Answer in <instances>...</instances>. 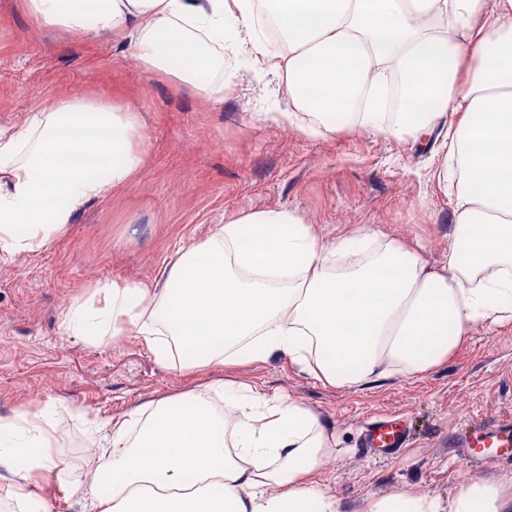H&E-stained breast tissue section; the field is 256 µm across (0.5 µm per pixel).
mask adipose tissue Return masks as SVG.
I'll use <instances>...</instances> for the list:
<instances>
[{
	"instance_id": "obj_1",
	"label": "adipose tissue",
	"mask_w": 512,
	"mask_h": 512,
	"mask_svg": "<svg viewBox=\"0 0 512 512\" xmlns=\"http://www.w3.org/2000/svg\"><path fill=\"white\" fill-rule=\"evenodd\" d=\"M30 15L76 36L112 34L149 70L206 97L226 31L262 51L257 23L282 35L284 81L304 131L356 123L413 139L447 120L457 174L448 262L428 267L396 240L364 233L326 250L285 208L255 210L184 247L161 289L111 282L71 307L67 331L130 334L159 361L192 347L196 366L287 355L319 382L364 386L447 361L470 326L512 323V0H26ZM400 84L397 111L388 91ZM137 112L70 96L0 129V248L33 253L89 201L138 173ZM231 411L207 395L154 400L107 421L112 457L86 495L94 512H339L312 475L331 436L317 413L263 387ZM55 429L24 409L0 421L10 498L77 471L49 453ZM368 512H512V479L477 480L441 500L397 491Z\"/></svg>"
}]
</instances>
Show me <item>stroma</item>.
<instances>
[{
  "instance_id": "obj_1",
  "label": "stroma",
  "mask_w": 512,
  "mask_h": 512,
  "mask_svg": "<svg viewBox=\"0 0 512 512\" xmlns=\"http://www.w3.org/2000/svg\"><path fill=\"white\" fill-rule=\"evenodd\" d=\"M278 50L225 49L224 94L205 98L142 67L134 47L73 37L31 18L25 0H0V128L22 127L46 102L85 96L140 116L139 173L83 207L65 232L30 254L0 250V418L33 407L61 436L55 460L101 462L91 435L149 400L205 392L217 379L256 384L317 412L336 445L316 476L346 512L402 490L453 498L463 487L455 439L465 426L512 418V324L473 325L429 372L364 387L313 379L287 356L241 366L182 369L157 363L131 336L90 343L65 331L68 309L110 281L160 284L182 246L208 240L242 213L285 207L324 246L364 228L421 247L428 266L448 261L455 179L443 180V129L428 145L358 125L319 135L286 118ZM207 136L216 149L204 150ZM398 416L411 444L381 458L363 446L369 424Z\"/></svg>"
}]
</instances>
